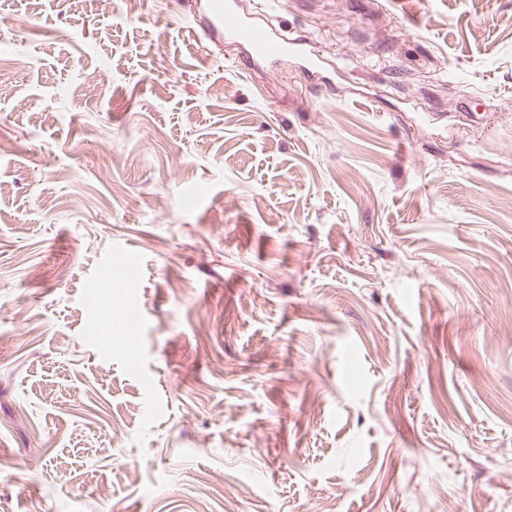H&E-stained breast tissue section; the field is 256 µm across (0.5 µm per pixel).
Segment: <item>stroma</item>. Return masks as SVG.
Wrapping results in <instances>:
<instances>
[{"instance_id":"stroma-1","label":"stroma","mask_w":512,"mask_h":512,"mask_svg":"<svg viewBox=\"0 0 512 512\" xmlns=\"http://www.w3.org/2000/svg\"><path fill=\"white\" fill-rule=\"evenodd\" d=\"M267 21L0 0V512H512V0ZM238 1L207 0L206 24L209 29L221 31L249 46L256 59L275 60L290 51H296L295 39H287L281 32L256 23L238 9Z\"/></svg>"}]
</instances>
